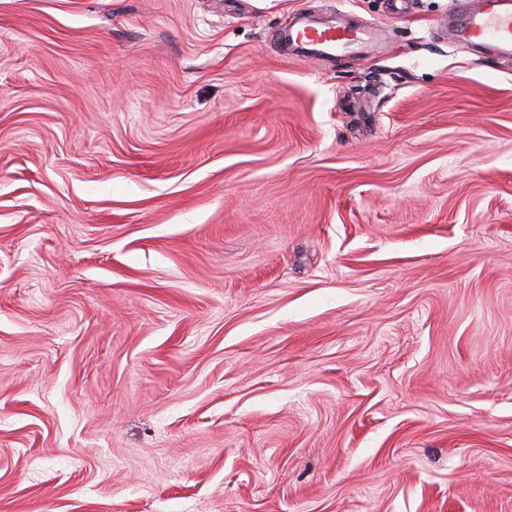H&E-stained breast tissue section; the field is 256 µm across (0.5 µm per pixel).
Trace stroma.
Instances as JSON below:
<instances>
[{
  "instance_id": "35a3bbf8",
  "label": "stroma",
  "mask_w": 512,
  "mask_h": 512,
  "mask_svg": "<svg viewBox=\"0 0 512 512\" xmlns=\"http://www.w3.org/2000/svg\"><path fill=\"white\" fill-rule=\"evenodd\" d=\"M458 2L0 0V512H512V59ZM288 37L292 51L314 58L334 57L340 52L361 53L374 40L372 32L359 24L321 27L307 17Z\"/></svg>"
}]
</instances>
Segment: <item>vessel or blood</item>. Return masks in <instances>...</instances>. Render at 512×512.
<instances>
[{"mask_svg": "<svg viewBox=\"0 0 512 512\" xmlns=\"http://www.w3.org/2000/svg\"><path fill=\"white\" fill-rule=\"evenodd\" d=\"M452 40L491 47L497 55L512 58V0H466L449 30ZM374 40L371 31L358 24L319 26L302 18L290 31L292 51L308 57H333L341 52L359 53Z\"/></svg>", "mask_w": 512, "mask_h": 512, "instance_id": "vessel-or-blood-1", "label": "vessel or blood"}]
</instances>
